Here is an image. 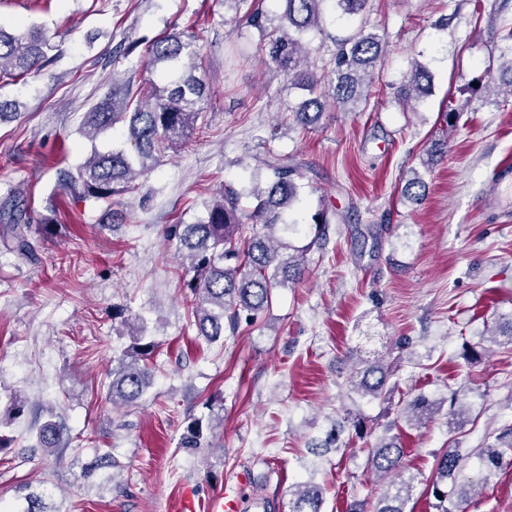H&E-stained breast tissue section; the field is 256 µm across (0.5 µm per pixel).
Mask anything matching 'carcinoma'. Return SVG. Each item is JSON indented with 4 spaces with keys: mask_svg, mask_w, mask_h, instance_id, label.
Returning a JSON list of instances; mask_svg holds the SVG:
<instances>
[{
    "mask_svg": "<svg viewBox=\"0 0 512 512\" xmlns=\"http://www.w3.org/2000/svg\"><path fill=\"white\" fill-rule=\"evenodd\" d=\"M246 7L241 22L262 34L269 64L288 83L308 95L294 111L305 127L320 119L324 100L340 106L354 104L369 88V77L382 56L385 39L367 30L361 21L356 31L335 39L334 77L325 80L312 69L311 47L300 35L317 29L322 23L321 5L326 0H284L285 9L278 25L249 0H236ZM337 20L349 22L364 12L368 0H334ZM56 50L50 37L33 28L27 34L15 36L0 27V79L22 76L53 60ZM148 65L160 69L162 85L149 84L136 91L126 90L127 99L105 97L88 113V136L124 124L126 141L120 147L102 152L92 151L87 160L69 177V185L78 189L83 198H94L112 206V196L131 189L133 180L151 171L159 154L176 147L195 129L202 116L208 88L197 76L196 35L185 30L155 39L148 49ZM428 69L416 62L407 79L397 91L396 100L404 108L418 102L430 92ZM269 175L266 186L254 187L256 205L246 214L239 208L240 193L231 185L224 186L220 196L207 206V216L196 224H176L173 238L179 242L181 274L191 276L185 287L190 324L197 335L214 343L224 337V330L235 331L241 322L251 323L266 310L273 291L303 278L307 251L323 239L321 224L315 225V235L306 246L298 247L285 240L298 230L292 220L293 205L298 201V180L303 177L300 167L280 155L264 159ZM425 183L419 177L409 178L401 187L407 199L419 201ZM251 221L250 235H245L244 220ZM3 242L10 252L24 259L34 256V245L28 238V226L11 222L3 232ZM112 320L125 330L131 344L112 359L111 381L107 395L112 405L129 406L138 403L153 385V357L159 342L145 335L146 326L140 315L128 308H112ZM392 371L376 365L366 368L351 381L353 389L370 399H386ZM459 392L432 400L419 395L405 402L400 414L419 424L439 413L449 404L448 427L465 415L458 406ZM211 424L200 419L188 423L181 438V447L197 450L209 446ZM34 447L50 455L67 447L63 428L54 414L36 429ZM476 460L480 473L490 480L512 466V427L494 435L479 448H450L437 456L436 476L429 484L436 500L437 512H468L473 491L469 483L459 481V473L471 460ZM368 465L378 479L390 480V490L379 500L375 512H406L412 492V480L403 479V448L399 438L384 435L369 449ZM118 467L112 450L97 452L83 464L80 477L89 480L100 473ZM321 488L311 483L296 485L290 512H322ZM20 512H48L44 495L29 493L24 497Z\"/></svg>",
    "mask_w": 512,
    "mask_h": 512,
    "instance_id": "1",
    "label": "carcinoma"
}]
</instances>
